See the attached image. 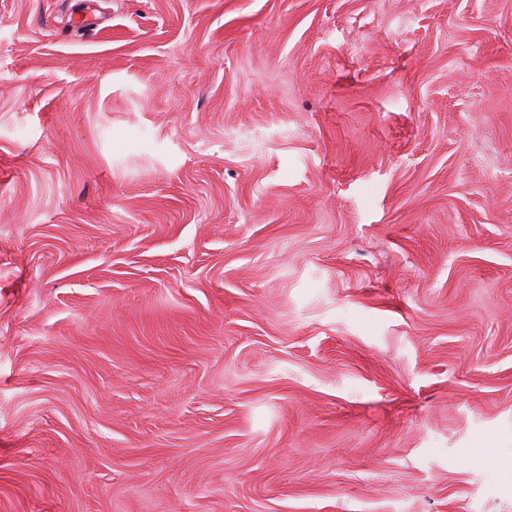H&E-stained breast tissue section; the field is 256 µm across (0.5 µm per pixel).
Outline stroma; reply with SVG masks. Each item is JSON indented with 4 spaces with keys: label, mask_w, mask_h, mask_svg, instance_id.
Returning a JSON list of instances; mask_svg holds the SVG:
<instances>
[{
    "label": "stroma",
    "mask_w": 512,
    "mask_h": 512,
    "mask_svg": "<svg viewBox=\"0 0 512 512\" xmlns=\"http://www.w3.org/2000/svg\"><path fill=\"white\" fill-rule=\"evenodd\" d=\"M0 0V512H512V0Z\"/></svg>",
    "instance_id": "stroma-1"
}]
</instances>
